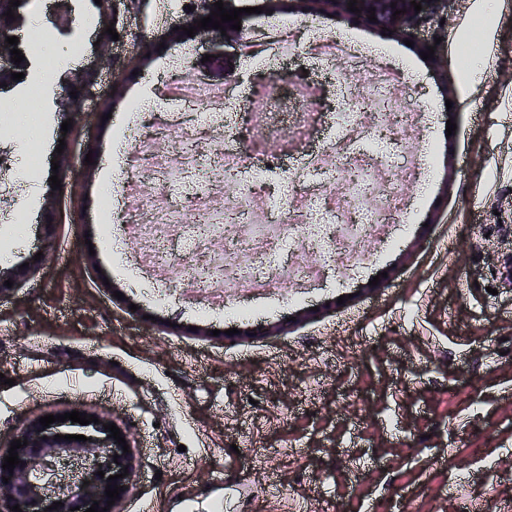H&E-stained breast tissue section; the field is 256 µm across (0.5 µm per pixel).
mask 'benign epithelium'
<instances>
[{"mask_svg": "<svg viewBox=\"0 0 512 512\" xmlns=\"http://www.w3.org/2000/svg\"><path fill=\"white\" fill-rule=\"evenodd\" d=\"M421 4L422 10L415 11L411 2ZM349 0H301V5L309 11H317L330 7L341 12L368 19L369 9L375 8L377 21L372 26L383 29L388 33L402 36L410 31L442 18L448 8V0H357L355 7L359 12L348 10ZM396 8H391V3ZM401 14L394 15L395 10ZM17 12V7L11 6V0H0V61H7L10 66L24 67L25 63L16 64L11 61L12 46L5 39L14 35L20 20L12 21L4 16L7 11ZM105 421L91 423L92 432L85 434L87 441H68L64 438L54 439L56 435H64L60 428L63 422H55L49 427H43L39 421L25 423L15 439L28 440V445L17 449L20 463L11 471L0 467V512H10V507L19 505L22 512H44V509L56 501L62 506L52 512H70V509L80 507L78 512H86L94 502H99V508H107V512H120L122 502L133 486L134 456L133 453H123L122 446L109 437V430L103 427ZM119 458H113V455ZM128 469V475L108 481V477L123 473ZM104 472V476L97 472ZM9 478L3 482V478ZM112 483L123 487L112 506H107L105 496L106 485Z\"/></svg>", "mask_w": 512, "mask_h": 512, "instance_id": "1", "label": "benign epithelium"}]
</instances>
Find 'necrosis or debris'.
Returning <instances> with one entry per match:
<instances>
[{"mask_svg":"<svg viewBox=\"0 0 512 512\" xmlns=\"http://www.w3.org/2000/svg\"><path fill=\"white\" fill-rule=\"evenodd\" d=\"M294 53L280 43L276 55L252 51L247 63L272 71L261 100L252 92L225 88L222 100H214L204 87L178 98L177 106L208 114L213 125L224 128L225 139L201 148L197 130L183 127L176 113H152L143 129L134 131L130 144L132 164L126 181L115 184L113 199L130 198L139 235L151 246L150 259L162 265H177L191 285L204 290L223 279L245 276L244 259L252 243H261L267 253H276L283 244L312 249L319 240L313 230L321 225L328 233L327 244L337 268L356 260L363 242L375 236L387 223L404 222L408 212L390 207L393 185L388 179L391 156L379 148L383 134L402 129L397 100L390 82L371 78L364 89L351 86L328 56L314 57L315 81L300 83L288 64ZM250 125V137L260 144L286 140L302 142L317 130L334 134L342 145L337 163L310 167L306 177L319 185L320 193L310 196L305 210H297L287 195L268 190L273 181H282L279 160L262 156L246 182L218 207L202 209L207 237L223 240L230 230L231 216L244 224L236 248L205 259L188 258L173 262L159 243L168 228L185 223L184 208L156 196L155 187L171 188L191 183L196 200L202 201L211 184L215 163H222L225 175L237 177L239 168L227 160L228 150L238 140L240 122ZM166 137L177 150L178 159L168 162L152 152L151 142ZM266 186L265 195L257 187Z\"/></svg>","mask_w":512,"mask_h":512,"instance_id":"1","label":"necrosis or debris"}]
</instances>
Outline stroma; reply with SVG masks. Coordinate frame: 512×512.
<instances>
[{"label": "stroma", "mask_w": 512, "mask_h": 512, "mask_svg": "<svg viewBox=\"0 0 512 512\" xmlns=\"http://www.w3.org/2000/svg\"><path fill=\"white\" fill-rule=\"evenodd\" d=\"M193 2L135 0L115 24L116 71L100 59L95 0L20 9L57 63L48 138L17 124L0 137L25 207L16 224L0 203V270L43 247L50 256L0 296V445L48 414L114 421L136 458L121 512H213L218 501L223 512H512V288L498 277L512 256V0H453L444 23L406 39L339 12L278 17L263 0H234L240 29L170 41L172 26L192 27ZM67 8L87 25L62 24ZM283 17L340 55L358 42L351 84L395 58L399 110L416 119L382 148L412 222L384 225L342 273L320 248L271 257L254 244L250 283L206 293L151 264L133 226L114 250L102 220L116 129L165 108L167 75L248 87L241 43ZM437 42L440 55L423 59ZM71 43L80 51L58 60ZM78 75L92 77L97 106L65 131ZM322 141L285 153L297 204L317 191L302 157ZM296 259L304 279L269 275Z\"/></svg>", "instance_id": "35a3bbf8"}]
</instances>
